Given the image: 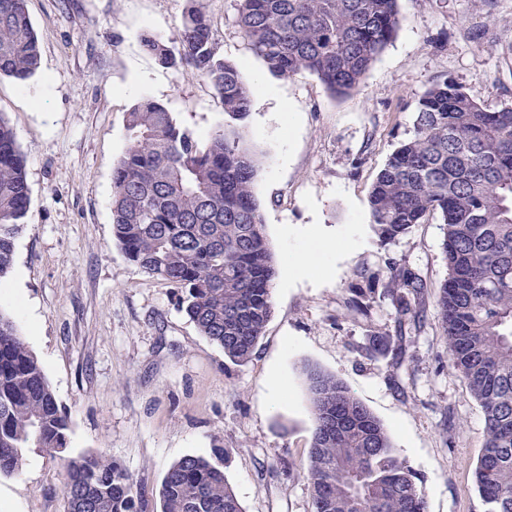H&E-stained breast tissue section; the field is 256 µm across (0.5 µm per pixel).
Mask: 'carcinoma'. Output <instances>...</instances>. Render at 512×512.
<instances>
[{"instance_id":"1","label":"carcinoma","mask_w":512,"mask_h":512,"mask_svg":"<svg viewBox=\"0 0 512 512\" xmlns=\"http://www.w3.org/2000/svg\"><path fill=\"white\" fill-rule=\"evenodd\" d=\"M235 10L240 35L272 76L309 72L335 97L362 85L399 26L398 0H235ZM142 46L161 66L206 82L224 125L201 141L162 103L135 104L112 174L113 236L129 261L177 288L202 336L245 363L272 315L276 277L254 194L264 156L247 138L254 89L218 52L202 0H188L178 46L149 34ZM39 64L26 0H0V77L24 82ZM29 207L25 157L0 115V278ZM369 207L384 242L441 216L448 278L438 319L450 364L485 419L475 483L485 512H512V107L487 110L448 76L432 82L418 99L413 134L378 173ZM390 283L396 334L373 337L370 349L402 357L427 283L399 265ZM306 378L315 428L303 473L314 512H427L380 420L335 376L310 367ZM68 430L42 365L0 312V475L19 472L37 449L64 463L65 512H142L119 462L65 455ZM160 503V512H244L222 464L196 455L168 468Z\"/></svg>"}]
</instances>
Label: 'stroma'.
Segmentation results:
<instances>
[{
  "mask_svg": "<svg viewBox=\"0 0 512 512\" xmlns=\"http://www.w3.org/2000/svg\"><path fill=\"white\" fill-rule=\"evenodd\" d=\"M186 0H26L40 66L26 83L0 78V114L26 155L28 224L0 279L9 315L69 415L68 453L102 452L133 476L146 512H160L163 477L186 455L221 450L245 512H314L302 468L314 431L305 369L343 381L387 428L420 478L427 512H484L475 488L484 415L448 361L435 295L448 277L440 217L381 242L368 193L411 136L419 96L453 77L484 107L512 106V0H399V29L357 91L332 96L308 73L271 77L235 23L234 0H205L218 51L255 88L247 125L265 164L254 192L278 274L273 313L251 359L234 364L201 336L175 288L130 262L112 233V170L126 114L166 105L198 135L220 127L213 90L166 69L141 44H177ZM148 85L128 92L140 76ZM290 120H283V112ZM335 244L332 271L287 280L305 232ZM358 238L350 245L349 236ZM400 264L428 284L408 356L368 352L393 333L385 296ZM369 290L371 311L348 301ZM287 391L268 399L272 377ZM0 512H64L63 474L32 450L0 476Z\"/></svg>",
  "mask_w": 512,
  "mask_h": 512,
  "instance_id": "1",
  "label": "stroma"
}]
</instances>
